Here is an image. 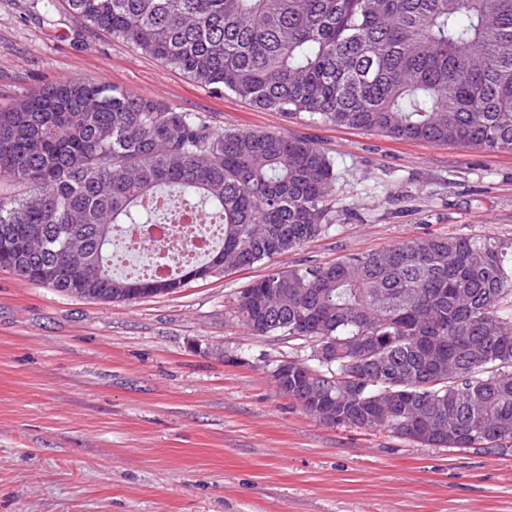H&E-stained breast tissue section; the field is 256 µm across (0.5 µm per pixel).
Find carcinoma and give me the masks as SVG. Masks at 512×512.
<instances>
[{"instance_id":"obj_1","label":"carcinoma","mask_w":512,"mask_h":512,"mask_svg":"<svg viewBox=\"0 0 512 512\" xmlns=\"http://www.w3.org/2000/svg\"><path fill=\"white\" fill-rule=\"evenodd\" d=\"M86 23L204 87L400 141L512 150V0H67ZM336 166L315 143L216 132L200 112L99 80L0 111V268L67 293L182 288L298 248L336 222ZM203 215L219 248L173 273H116L127 225ZM53 282L40 279L44 266ZM254 336L336 344L298 360L288 399L431 448L512 452V248L426 236L327 265L275 266L238 296Z\"/></svg>"}]
</instances>
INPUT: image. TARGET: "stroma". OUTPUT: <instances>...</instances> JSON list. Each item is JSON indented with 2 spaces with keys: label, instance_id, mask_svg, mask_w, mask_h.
Returning a JSON list of instances; mask_svg holds the SVG:
<instances>
[{
  "label": "stroma",
  "instance_id": "obj_1",
  "mask_svg": "<svg viewBox=\"0 0 512 512\" xmlns=\"http://www.w3.org/2000/svg\"><path fill=\"white\" fill-rule=\"evenodd\" d=\"M74 78L203 113L218 132L313 141L336 163L339 213L272 261L130 302L0 269V512H512V453L323 423L270 379L312 344L249 335L237 312L273 265L428 235L512 245V150L263 110L87 27L66 0H0V109Z\"/></svg>",
  "mask_w": 512,
  "mask_h": 512
}]
</instances>
